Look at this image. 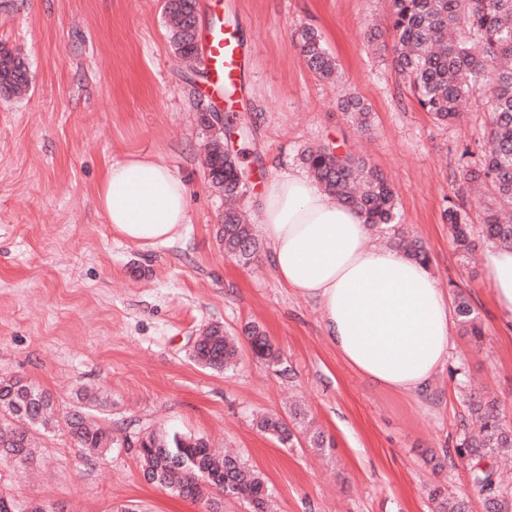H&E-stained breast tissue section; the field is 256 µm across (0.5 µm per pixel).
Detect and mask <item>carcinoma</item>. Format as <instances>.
Listing matches in <instances>:
<instances>
[{
    "label": "carcinoma",
    "instance_id": "obj_1",
    "mask_svg": "<svg viewBox=\"0 0 512 512\" xmlns=\"http://www.w3.org/2000/svg\"><path fill=\"white\" fill-rule=\"evenodd\" d=\"M171 41L184 59L198 56L195 31V0H165ZM388 31L392 38V62L408 83L419 107L440 123L460 118L463 100L480 92L490 117L488 147L476 167L463 166L467 183L490 188L491 202L478 224L463 205L453 203L445 210L449 233L462 252L474 247L475 239L512 249V0H390ZM297 44L309 70L321 80L337 76L335 58L313 29L297 33ZM28 84L21 59L0 48V89L19 92ZM341 109L362 129L371 123L370 107L355 95H344ZM212 135L208 163L211 185L224 197L243 201L249 181L241 182L236 157L216 149ZM302 161L324 190L360 211L366 223L393 227L399 223L397 192L379 171L337 147L323 144L304 151ZM224 253L247 265L256 260L261 243L251 225L236 208L224 211L218 229ZM404 254L423 264L429 255L417 239H399ZM461 329L478 339L482 328L471 301L463 294L455 300ZM253 355L268 364L277 363L281 352L257 325L244 328ZM239 340L211 327L193 345V362L221 372L237 362ZM79 409L58 415L51 394L20 378H0V462L31 466L38 460L39 435L64 427L85 456L97 457L121 447L138 448L144 476L165 490L191 501H203L210 512H222L226 497L246 501L252 512H270L269 491L262 474L238 456L219 453L203 436L176 432H148L118 437L120 430L104 428L90 418L97 407L96 396L81 391ZM471 424L463 426V439L456 453L467 460L470 481L486 495L487 512H512V487L501 478L495 460L512 448V424L498 412L488 396H467ZM258 431L279 443H293L290 424L278 414L261 416ZM433 512H468L462 496H452L440 487L429 492ZM0 512H47L36 502L20 505L0 493Z\"/></svg>",
    "mask_w": 512,
    "mask_h": 512
}]
</instances>
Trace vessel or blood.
Wrapping results in <instances>:
<instances>
[{
  "label": "vessel or blood",
  "mask_w": 512,
  "mask_h": 512,
  "mask_svg": "<svg viewBox=\"0 0 512 512\" xmlns=\"http://www.w3.org/2000/svg\"><path fill=\"white\" fill-rule=\"evenodd\" d=\"M202 55L205 93L220 103L233 102L242 56L238 40L224 29L223 0H206Z\"/></svg>",
  "instance_id": "1"
}]
</instances>
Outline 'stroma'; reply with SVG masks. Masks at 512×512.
<instances>
[{
  "label": "stroma",
  "mask_w": 512,
  "mask_h": 512,
  "mask_svg": "<svg viewBox=\"0 0 512 512\" xmlns=\"http://www.w3.org/2000/svg\"><path fill=\"white\" fill-rule=\"evenodd\" d=\"M223 2L242 53L230 109L201 94L204 67L175 53L164 0H0V45L30 79L22 93H0V376L46 389L62 413L79 387L95 388L108 421L131 436L162 429L221 442L263 474L275 512H432L436 486L486 512L455 447L465 392L496 397L512 422V333L483 262L462 256L443 218L462 151L487 146L481 96L447 126L418 106L391 52L374 53L364 38L385 25L388 0ZM305 26L335 57L340 83L307 68L293 40ZM349 93L371 108L368 132L337 107ZM215 110L250 128L226 147L250 176L253 226L263 222L260 181L305 173L309 147L336 144L396 185L400 223L427 247L431 277L470 299L483 331L478 340L455 332L427 397L354 373L327 340L318 304L281 284L267 254L247 267L225 255L216 239L224 197L205 173L200 121ZM131 154L163 161L186 183L190 221L176 241L136 247L98 209L104 169ZM249 323L280 349L281 365L246 345L228 372L191 360L207 326L238 336ZM295 402L332 448H289L256 430L257 415H287ZM0 492L48 512H207L145 480L135 449L90 461L64 430L43 439L37 467L0 462Z\"/></svg>",
  "instance_id": "1"
}]
</instances>
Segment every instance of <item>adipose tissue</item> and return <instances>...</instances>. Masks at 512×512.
Here are the masks:
<instances>
[{"instance_id": "adipose-tissue-1", "label": "adipose tissue", "mask_w": 512, "mask_h": 512, "mask_svg": "<svg viewBox=\"0 0 512 512\" xmlns=\"http://www.w3.org/2000/svg\"><path fill=\"white\" fill-rule=\"evenodd\" d=\"M97 197L113 234L139 247L173 241L189 222L185 182L148 156L112 162ZM261 202L277 279L318 303L342 360L372 384L426 397L448 361L453 333L448 298L425 265L374 244L364 216L307 176H272ZM485 275L512 323V250L490 248Z\"/></svg>"}]
</instances>
